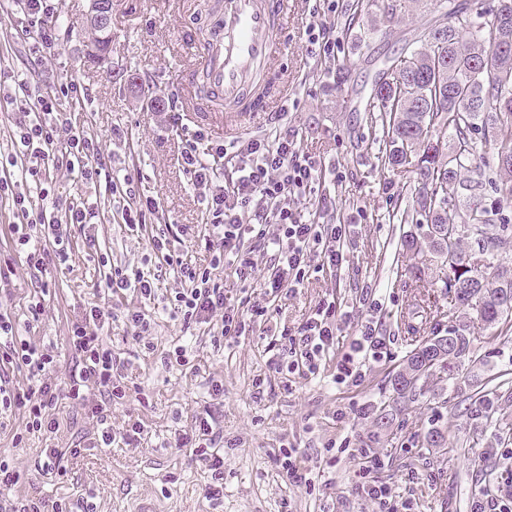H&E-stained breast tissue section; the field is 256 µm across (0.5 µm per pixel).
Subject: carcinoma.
I'll use <instances>...</instances> for the list:
<instances>
[{
	"instance_id": "1",
	"label": "carcinoma",
	"mask_w": 512,
	"mask_h": 512,
	"mask_svg": "<svg viewBox=\"0 0 512 512\" xmlns=\"http://www.w3.org/2000/svg\"><path fill=\"white\" fill-rule=\"evenodd\" d=\"M363 0L356 7L378 30L392 23L404 0ZM435 0L431 21L387 77L372 89L366 120L384 132V163L412 166L421 187L392 215L414 224L421 237H404L402 250L414 275L427 256L440 259L442 281L458 306V326L448 330V351H428L423 340L391 377L397 398L411 402L435 373L448 376L456 393L469 386L462 375L472 361L468 315L495 326L512 311V268L495 267L502 205L512 203V0ZM377 11H372V7ZM490 185L494 200H477L449 213L458 198ZM496 268L493 277L484 270Z\"/></svg>"
}]
</instances>
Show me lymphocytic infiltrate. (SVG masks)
<instances>
[{
    "instance_id": "obj_1",
    "label": "lymphocytic infiltrate",
    "mask_w": 512,
    "mask_h": 512,
    "mask_svg": "<svg viewBox=\"0 0 512 512\" xmlns=\"http://www.w3.org/2000/svg\"><path fill=\"white\" fill-rule=\"evenodd\" d=\"M27 19L23 41L30 58L52 55L61 46L58 0H15ZM336 10V0H314L309 11L305 36L310 55L323 58L336 51L327 19ZM11 143L13 152L0 157V198L10 201L19 221V242L27 246L31 283L44 294L48 285L41 274L47 259L66 263L71 243L68 227L90 223L93 212L85 199L87 189L96 187L103 171L98 142L74 128L58 109L60 98L81 99L80 84L71 82L46 90L35 81L14 79ZM233 160V172L223 185H216L217 162ZM192 184L202 190L206 201L207 233L219 238L209 266L194 265L173 248L170 238L152 237L150 244L159 265L152 274L128 275L111 269L104 283L110 296L124 298L133 293L140 298L154 297L160 277L173 275L180 287L172 302L185 324L213 328L217 338L245 335L254 326L269 320L270 303L285 293L296 292L312 271L341 267L345 261L343 241L346 227L321 224L307 209L317 200L322 210L333 207L330 197H316L324 178L321 160L300 147L299 132L288 124L287 112L276 113L269 134L209 144L202 132L188 138L181 154ZM78 168L80 186L72 198L55 197L51 168ZM273 258L272 271L265 279L264 301L251 294L236 296L214 275L224 269L237 280L247 281L256 265L257 252ZM107 314L95 305L73 323L68 343L76 364L64 384L51 380L53 356L47 349L32 345L19 336L7 313L0 312V415L21 412L28 434L54 433L59 421L52 413L59 398L87 409L100 433L103 447H111L112 402L124 398L120 362L102 339ZM336 304L327 301L308 315L296 330H282L281 340L288 350L277 351L267 360L272 372L308 378L318 375L336 345ZM337 365V383H358L367 360L380 359L385 342L371 324L361 325ZM27 370V387L11 386L12 370ZM221 435L212 412L199 414L191 429L190 448L211 473L206 497L219 501L224 494V456ZM358 477L362 489L376 504L378 512H408L409 503L399 501L387 484L377 480L383 462L364 449L360 452ZM20 472L0 458V512H76L71 503L44 497L14 494Z\"/></svg>"
}]
</instances>
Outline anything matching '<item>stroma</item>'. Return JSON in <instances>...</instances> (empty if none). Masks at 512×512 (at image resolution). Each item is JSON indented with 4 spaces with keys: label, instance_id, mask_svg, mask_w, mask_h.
<instances>
[{
    "label": "stroma",
    "instance_id": "stroma-1",
    "mask_svg": "<svg viewBox=\"0 0 512 512\" xmlns=\"http://www.w3.org/2000/svg\"><path fill=\"white\" fill-rule=\"evenodd\" d=\"M207 0H112V66L105 69L88 55L86 31L89 0H61L63 44L51 58L28 59L12 30L25 24L22 15L0 8V69L48 86L76 81L87 90L81 103L64 99L61 111L73 125L98 138L113 181L132 176L141 196L154 199L158 211L152 224L139 228L125 223L124 202L109 190L90 196L95 219L89 230L71 229L66 263L47 267L50 293L39 322L28 320L33 300L30 272L16 253L15 219L0 201V253L11 255L14 273L0 291V311L11 314L20 334L37 345L50 346L56 359L54 378L63 382L75 359L67 344L70 323L89 305L104 303L100 283L106 265L127 274L147 269L153 257L150 239L171 225L184 230L177 252L207 266L210 253L199 239L205 230V205L184 170L181 152L187 138L202 131L209 141H223L225 114L220 106L186 105L181 78L198 66L197 44L213 23ZM335 17L336 54L325 61L308 57L305 26L308 0H288L286 45L273 73L288 84V123L302 134L301 147L339 169L342 178L326 177L321 188L336 202L337 219L348 224L347 260L336 272L311 274L297 292L273 305L270 328L297 326L320 301L332 299L337 312L358 304L362 289H371L377 305L372 315L386 338L387 354L367 362L360 385L336 383V365L358 336L356 320L339 321L334 356L314 378L284 385L281 375L266 368L268 336L248 334L214 343L202 327H185L171 308L174 278L159 282L160 290L147 310L153 317L142 341H135L122 319H114L106 341L128 359L123 372L127 395L112 406V429L121 432L140 422L136 441L98 447L95 425L68 400H59L55 434L27 435L21 414L0 428V455L21 472L15 491L40 492L51 499L88 501L93 512H138L148 502L153 512H372L359 488V460L339 454L334 474H327L326 446L348 441L351 449L369 446L384 462L377 473L409 500L412 512H470L476 494L496 490L506 462L493 447V425L512 416V340L498 329L475 321L470 334L478 360L463 373L495 393L485 403L466 400L438 403L434 390L447 388L443 378L430 379L428 391L410 404L395 405L387 424L379 408L389 402L391 376L415 348L419 336H444L457 323L454 299L444 288L439 262L422 278H414L411 262L399 252L410 224L392 222L418 187L411 171L381 164V129L366 121L365 106L375 78L404 54L408 42L431 18V0H412L387 33L368 20L346 29L356 0H342ZM348 71L336 88V69ZM177 108L179 124L168 112ZM97 239L87 248L86 235ZM190 347L187 367L172 366L167 352L176 343ZM263 387H256V380ZM222 385L215 394L214 385ZM364 404L366 417L353 418V407ZM210 409L224 435V501L212 506L204 490L210 471L189 449L175 445V435L188 429L195 416ZM444 438L440 448L428 447L430 431ZM23 433L15 442V433ZM82 445L78 458L67 463V475L48 480L36 463L44 448ZM294 446L313 483L302 489L290 484L277 459L281 446Z\"/></svg>",
    "mask_w": 512,
    "mask_h": 512
}]
</instances>
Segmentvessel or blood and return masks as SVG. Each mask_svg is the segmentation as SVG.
Here are the masks:
<instances>
[{
  "instance_id": "obj_1",
  "label": "vessel or blood",
  "mask_w": 512,
  "mask_h": 512,
  "mask_svg": "<svg viewBox=\"0 0 512 512\" xmlns=\"http://www.w3.org/2000/svg\"><path fill=\"white\" fill-rule=\"evenodd\" d=\"M287 23L288 0H220L215 27L200 45L202 87L187 96L223 103L225 134L277 111V103L262 99L263 78L283 51Z\"/></svg>"
}]
</instances>
